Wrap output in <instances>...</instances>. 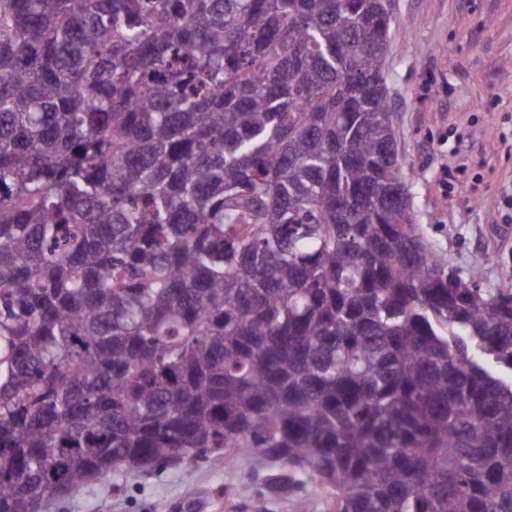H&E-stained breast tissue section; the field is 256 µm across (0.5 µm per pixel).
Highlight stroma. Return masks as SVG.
I'll use <instances>...</instances> for the list:
<instances>
[{
  "instance_id": "obj_1",
  "label": "stroma",
  "mask_w": 512,
  "mask_h": 512,
  "mask_svg": "<svg viewBox=\"0 0 512 512\" xmlns=\"http://www.w3.org/2000/svg\"><path fill=\"white\" fill-rule=\"evenodd\" d=\"M385 76L414 216L462 275L512 287V0H396ZM241 455L118 469L43 512H295Z\"/></svg>"
}]
</instances>
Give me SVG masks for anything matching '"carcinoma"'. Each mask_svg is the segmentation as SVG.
<instances>
[{
  "instance_id": "carcinoma-1",
  "label": "carcinoma",
  "mask_w": 512,
  "mask_h": 512,
  "mask_svg": "<svg viewBox=\"0 0 512 512\" xmlns=\"http://www.w3.org/2000/svg\"><path fill=\"white\" fill-rule=\"evenodd\" d=\"M394 7L0 0V512L239 448L512 512V291L414 222Z\"/></svg>"
}]
</instances>
